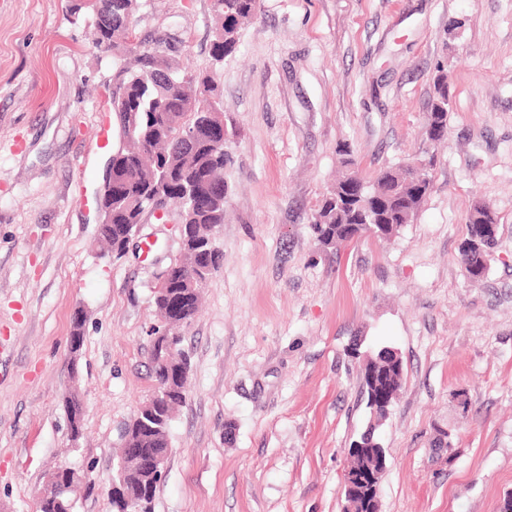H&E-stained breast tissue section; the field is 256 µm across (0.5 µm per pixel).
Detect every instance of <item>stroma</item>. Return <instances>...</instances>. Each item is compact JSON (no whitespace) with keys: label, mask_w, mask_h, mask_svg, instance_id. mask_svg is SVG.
<instances>
[{"label":"stroma","mask_w":512,"mask_h":512,"mask_svg":"<svg viewBox=\"0 0 512 512\" xmlns=\"http://www.w3.org/2000/svg\"><path fill=\"white\" fill-rule=\"evenodd\" d=\"M79 2L0 0V512H37L61 466L83 478L74 512H113L121 435L155 386L153 292L181 256L172 212L146 213L121 258L102 250L112 150L97 135L120 53L96 46ZM134 28L183 67L215 66L232 158L223 260L180 329L187 398L152 512H342L368 418L361 358L384 346L404 384L379 430V512H499L512 495V0H260L217 65L211 0H139ZM441 71L448 127L432 148ZM344 147L367 180L434 152L432 191L396 237L316 243ZM477 203L499 236L473 282L459 247ZM449 97L448 83L445 77L442 75L437 76L434 83V95L430 111L427 113L425 126V137L431 143L442 141L445 137Z\"/></svg>","instance_id":"stroma-1"}]
</instances>
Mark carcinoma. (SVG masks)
I'll use <instances>...</instances> for the list:
<instances>
[{
	"label": "carcinoma",
	"instance_id": "carcinoma-1",
	"mask_svg": "<svg viewBox=\"0 0 512 512\" xmlns=\"http://www.w3.org/2000/svg\"><path fill=\"white\" fill-rule=\"evenodd\" d=\"M137 0H90L96 45L119 48L126 45L133 62L118 66L119 91L112 94L120 144L112 153V194L103 198L105 223L99 235L112 253H124L132 234L150 206L179 204V221L186 225L181 267L174 271L168 295L154 291L158 311H166L172 326L191 322L198 312L200 289L187 294L184 281L196 267L218 268L223 255L208 238L209 226L224 223L228 187L222 173L228 154L211 145L212 135L201 130L207 113L220 111L215 71H188L167 60L157 48L134 43L132 24ZM259 0H212L213 39L211 59L221 63L239 49L240 28L256 16ZM449 90L444 76H437L427 113L425 137L444 139L448 122ZM199 135L189 143L182 136L191 130ZM434 157L419 164L388 168L366 181L350 169L336 180L316 210L312 231L318 245L335 248L381 224L384 238L396 236L413 221L431 190L426 168ZM467 236L461 246V261L471 280L485 276L497 245L499 224L492 209L482 203L466 218ZM151 419L136 413L122 435V447L169 451V428L152 429Z\"/></svg>",
	"mask_w": 512,
	"mask_h": 512
}]
</instances>
